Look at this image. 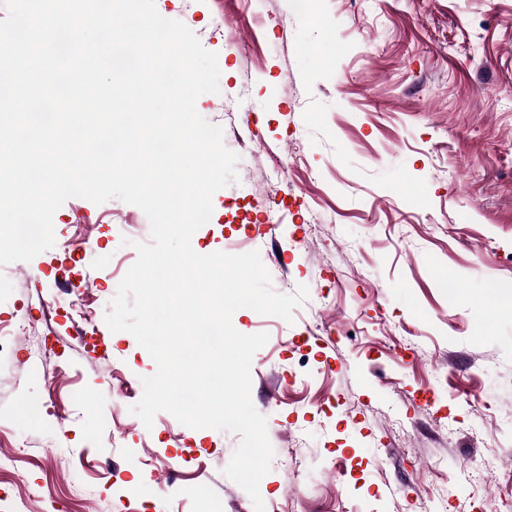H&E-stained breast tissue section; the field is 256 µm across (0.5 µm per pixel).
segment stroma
<instances>
[{"label":"stroma","instance_id":"35a3bbf8","mask_svg":"<svg viewBox=\"0 0 512 512\" xmlns=\"http://www.w3.org/2000/svg\"><path fill=\"white\" fill-rule=\"evenodd\" d=\"M155 6L217 53L219 91L196 109L239 156L192 248L244 242L274 291L309 288L293 322L232 317L269 335L250 367L274 450L265 512H506L512 0ZM53 222V248L0 265L15 331L0 350V454L17 459L0 512H255L224 473L239 435L130 412L156 364L110 331L100 283H120L149 242L146 214L74 197ZM89 236L93 249L68 250ZM23 398L43 412L23 415ZM149 479L164 490L143 505Z\"/></svg>","mask_w":512,"mask_h":512}]
</instances>
